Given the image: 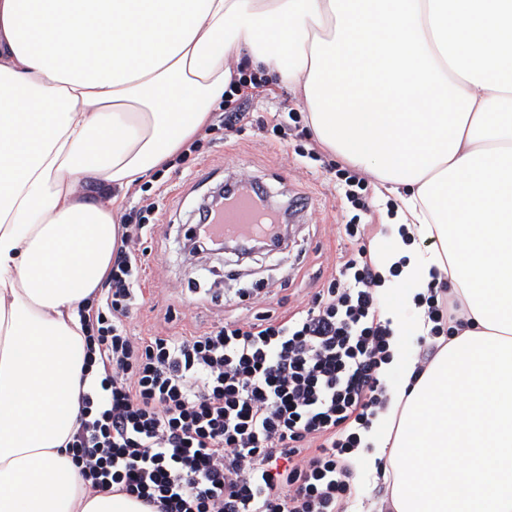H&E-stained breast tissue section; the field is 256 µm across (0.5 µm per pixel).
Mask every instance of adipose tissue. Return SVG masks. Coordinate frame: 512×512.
Instances as JSON below:
<instances>
[{
  "label": "adipose tissue",
  "mask_w": 512,
  "mask_h": 512,
  "mask_svg": "<svg viewBox=\"0 0 512 512\" xmlns=\"http://www.w3.org/2000/svg\"><path fill=\"white\" fill-rule=\"evenodd\" d=\"M241 57L397 200L380 287L413 320L391 324L381 370L402 380L353 484L384 480L392 512H512V0H0V512H153L90 489L67 448L99 372L79 310L127 195L208 125ZM435 281L463 324L419 374L400 338Z\"/></svg>",
  "instance_id": "obj_1"
}]
</instances>
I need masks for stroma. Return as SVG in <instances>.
Masks as SVG:
<instances>
[{
	"label": "stroma",
	"instance_id": "obj_1",
	"mask_svg": "<svg viewBox=\"0 0 512 512\" xmlns=\"http://www.w3.org/2000/svg\"><path fill=\"white\" fill-rule=\"evenodd\" d=\"M297 109L287 85L263 80L244 107L248 117L240 132L225 136L224 112L215 110L208 130L199 135L197 152L144 183V190L159 194L160 201L152 217L155 232L138 244L149 276L142 287L143 302L127 322L132 335H194L225 319L249 321L294 311L310 300L350 250L341 224L365 225L371 251L387 250L384 215L394 210V197L371 185L365 191L368 210L352 208L334 174L339 159L322 151L307 131L289 125V115ZM260 116L287 123V137L258 129L255 120ZM228 173L242 182H264L279 204L292 198L310 200L287 248L242 263L230 253L185 256L183 243L198 219L203 178L210 175L218 181Z\"/></svg>",
	"mask_w": 512,
	"mask_h": 512
}]
</instances>
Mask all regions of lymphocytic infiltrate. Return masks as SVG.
Here are the masks:
<instances>
[{"mask_svg":"<svg viewBox=\"0 0 512 512\" xmlns=\"http://www.w3.org/2000/svg\"><path fill=\"white\" fill-rule=\"evenodd\" d=\"M155 212L142 199L96 308L82 317L103 366L81 393L68 448L85 477L157 512H350L348 458L385 404L388 321L361 225L353 249L304 309L191 336L136 337L126 321L144 270L136 246ZM430 336L459 324L447 284L421 296Z\"/></svg>","mask_w":512,"mask_h":512,"instance_id":"obj_1","label":"lymphocytic infiltrate"}]
</instances>
